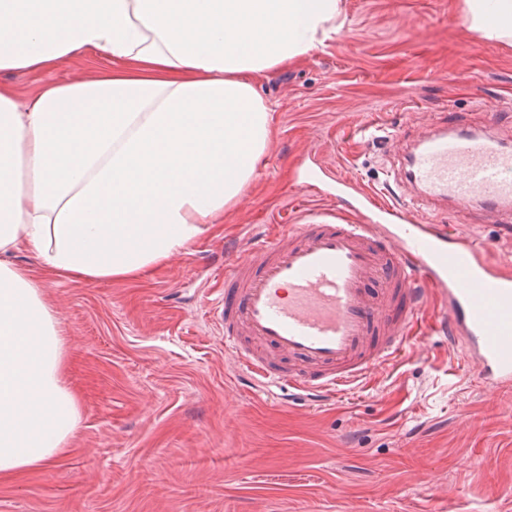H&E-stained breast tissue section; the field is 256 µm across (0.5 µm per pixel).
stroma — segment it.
Returning a JSON list of instances; mask_svg holds the SVG:
<instances>
[{"mask_svg": "<svg viewBox=\"0 0 512 512\" xmlns=\"http://www.w3.org/2000/svg\"><path fill=\"white\" fill-rule=\"evenodd\" d=\"M328 45L260 89L276 135L224 229L142 282L50 281L80 425L52 464L0 475V512H512V390L480 383L441 337L414 342L334 400L240 383L210 315L224 264L279 212L387 194L391 146L449 114L512 116V45L470 30L461 0H341ZM346 178L338 185L336 177ZM512 272V224L449 210Z\"/></svg>", "mask_w": 512, "mask_h": 512, "instance_id": "35a3bbf8", "label": "stroma"}]
</instances>
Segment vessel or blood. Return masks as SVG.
Returning <instances> with one entry per match:
<instances>
[{
  "label": "vessel or blood",
  "instance_id": "b4317fda",
  "mask_svg": "<svg viewBox=\"0 0 512 512\" xmlns=\"http://www.w3.org/2000/svg\"><path fill=\"white\" fill-rule=\"evenodd\" d=\"M393 138L403 143L387 169L402 189L395 199L365 193L359 223L335 210L309 216L225 264L214 318L254 385L335 398L398 358L435 294L442 309L429 334L462 343L487 386L512 387V276L485 244L435 227L450 205L512 223V144L493 116Z\"/></svg>",
  "mask_w": 512,
  "mask_h": 512
}]
</instances>
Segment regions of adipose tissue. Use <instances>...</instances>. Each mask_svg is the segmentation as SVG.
<instances>
[{"label": "adipose tissue", "mask_w": 512, "mask_h": 512, "mask_svg": "<svg viewBox=\"0 0 512 512\" xmlns=\"http://www.w3.org/2000/svg\"><path fill=\"white\" fill-rule=\"evenodd\" d=\"M464 12L512 39V0ZM340 15V0H0V72L66 73L24 96L0 82V473L49 465L80 421L44 283L143 279L223 223L275 135L261 79Z\"/></svg>", "instance_id": "adipose-tissue-1"}]
</instances>
